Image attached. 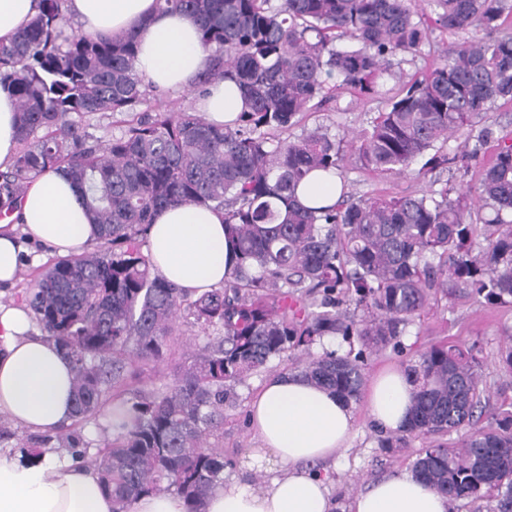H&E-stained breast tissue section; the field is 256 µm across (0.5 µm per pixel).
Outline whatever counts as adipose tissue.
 <instances>
[{"instance_id": "adipose-tissue-1", "label": "adipose tissue", "mask_w": 512, "mask_h": 512, "mask_svg": "<svg viewBox=\"0 0 512 512\" xmlns=\"http://www.w3.org/2000/svg\"><path fill=\"white\" fill-rule=\"evenodd\" d=\"M39 0H0V44H10L38 12ZM68 17L84 32L133 33L137 70L152 88L182 92L205 68L207 55L194 19L162 13L156 0H66ZM208 122L220 125L244 108L238 86L223 81L198 102ZM14 97L0 86V169L18 149ZM341 182L316 171L296 199L308 208L333 205ZM99 231L79 188L61 172L30 180L10 215L0 218V286L14 283L25 261L24 242L53 247L61 256L82 253ZM156 274L190 294L219 287L236 264L224 214L184 204L159 212L147 231ZM26 306L0 304V414L35 432L54 431L74 419V369L59 346L34 332ZM414 385L406 369L392 368L370 382L367 404L383 431L399 433L412 417ZM257 446L244 473L213 488L202 512H337L325 470L346 448L354 427L352 403L303 377L284 372L267 380L249 404ZM263 472L255 481L252 471ZM0 512H112V499L97 471L70 453L43 448L38 454L0 448ZM350 512H451L448 497L404 469L357 494Z\"/></svg>"}]
</instances>
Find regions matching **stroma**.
Masks as SVG:
<instances>
[{"label":"stroma","mask_w":512,"mask_h":512,"mask_svg":"<svg viewBox=\"0 0 512 512\" xmlns=\"http://www.w3.org/2000/svg\"><path fill=\"white\" fill-rule=\"evenodd\" d=\"M463 32L434 27L431 39L422 46L417 56L395 66L387 77L380 94L374 98L360 97L351 93L340 94L337 102L328 104L324 110L312 114L305 122L306 129L321 128L329 135L351 139L366 124L367 118L384 108L386 102L399 91L403 83L421 78L431 65L438 62L459 40ZM344 161L340 175L347 192L355 196L413 195L425 194L431 182L446 181L449 197H463L472 208L474 223H482L487 209L481 208L473 194L484 166L483 161L473 162L468 172L449 168L443 172H423L421 162H414L408 171L395 174L371 175L364 172L356 161L351 148H344ZM445 341L468 350L479 362L485 390L486 411L480 427L491 429L501 413L512 412V373L501 364V356L512 346V303L488 305L478 303L467 294L450 291L431 299L428 307L399 336L397 345L367 353L366 374L374 376L389 365H406L416 351L431 344ZM194 346H177L174 352L163 354L155 363L143 366L137 374L139 387L160 386L173 375L183 372L194 356ZM284 366L271 362L267 369L250 375L238 386L235 407L226 409L224 435L220 446L224 450V473H239L256 441L248 428L246 403L257 387L272 375L283 372ZM355 430L346 450L336 459L330 469L334 493L342 512H347L353 497L366 485L383 475L412 467L422 448L428 447L424 437L409 438L406 444L383 452L381 443L386 434L372 422L364 400L354 404Z\"/></svg>","instance_id":"stroma-1"}]
</instances>
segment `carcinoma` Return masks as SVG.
Here are the masks:
<instances>
[{"instance_id": "carcinoma-1", "label": "carcinoma", "mask_w": 512, "mask_h": 512, "mask_svg": "<svg viewBox=\"0 0 512 512\" xmlns=\"http://www.w3.org/2000/svg\"><path fill=\"white\" fill-rule=\"evenodd\" d=\"M434 24L473 28L419 80L406 84L367 122L355 154L374 174L403 172L417 159L448 165V139L500 98L512 101V5L508 0H432ZM64 0H40L39 14L10 45L0 44V85L16 100L19 148L0 170V211L27 182L65 171L98 225L91 249L49 263L24 302L45 336L75 368L77 422L96 420L109 396L126 392L138 364L159 358L183 317L201 341L181 377L123 402L130 420L98 448L94 467L128 512L143 494L176 492L188 512L224 482V407L271 360L346 401L366 381L363 351L320 356L329 336L379 349L405 331L437 288L451 283L488 303L512 300V144L483 168L477 198L491 203L483 242L467 206L430 194L349 197L308 209L295 191L314 170L339 169L341 141L299 126L344 90L380 93L395 57L414 56L431 25L407 0H157L191 16L215 81L240 88L245 108L216 127L200 112L150 101L135 69L132 35L63 36ZM127 116L120 134L89 132L99 113ZM494 130L461 143L455 162L485 154ZM204 204L224 211L237 255L224 285L189 295L154 274L143 251L164 207ZM362 312L355 317L348 307ZM412 422L406 435L444 436L474 426L486 407L471 354L446 342L418 352ZM413 470L450 499L496 500L512 512V413L474 430L458 448L423 449Z\"/></svg>"}]
</instances>
